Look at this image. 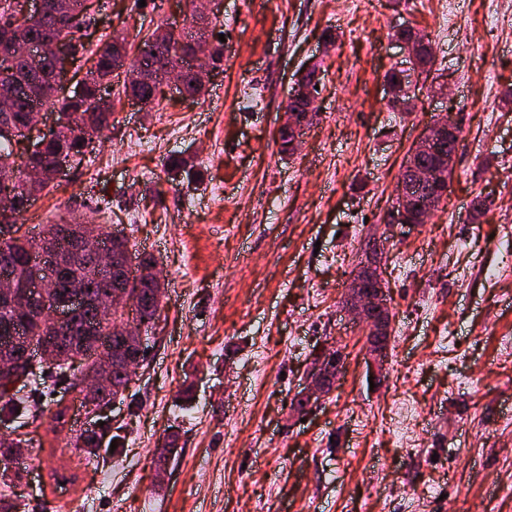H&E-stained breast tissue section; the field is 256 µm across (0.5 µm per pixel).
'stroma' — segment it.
I'll return each mask as SVG.
<instances>
[{"mask_svg": "<svg viewBox=\"0 0 512 512\" xmlns=\"http://www.w3.org/2000/svg\"><path fill=\"white\" fill-rule=\"evenodd\" d=\"M190 15L187 0H104L99 32L136 45ZM219 20L204 94L148 112L121 97L27 214L107 225L165 285L97 456H58L89 417L52 382L36 390L20 512H512V0H223ZM401 27L434 56L409 112L387 96V74L414 68ZM313 63L323 89L285 160L283 105ZM444 115L461 129L446 195L426 223L388 225L408 152ZM376 249L391 342L374 387L346 285ZM327 346L345 354L331 392L292 411Z\"/></svg>", "mask_w": 512, "mask_h": 512, "instance_id": "stroma-1", "label": "stroma"}]
</instances>
